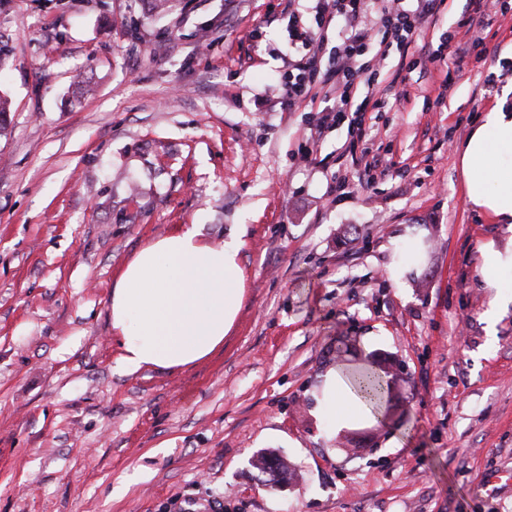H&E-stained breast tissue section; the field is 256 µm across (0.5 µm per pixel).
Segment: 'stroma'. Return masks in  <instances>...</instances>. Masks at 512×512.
Wrapping results in <instances>:
<instances>
[{"label": "stroma", "instance_id": "obj_1", "mask_svg": "<svg viewBox=\"0 0 512 512\" xmlns=\"http://www.w3.org/2000/svg\"><path fill=\"white\" fill-rule=\"evenodd\" d=\"M467 11L392 52L357 144L344 120L312 138L332 98L279 104L306 0H0V512H512V304L488 322L480 263L512 227L468 206L458 157L512 84V8ZM179 224L240 237L244 303L210 358L125 373L113 275ZM357 358L391 418L329 431L320 384ZM256 459L257 464L252 462V465L261 473L272 476L274 483L278 482V480H275L276 477L283 479L286 477V474H288V466L286 463L273 454H260Z\"/></svg>", "mask_w": 512, "mask_h": 512}]
</instances>
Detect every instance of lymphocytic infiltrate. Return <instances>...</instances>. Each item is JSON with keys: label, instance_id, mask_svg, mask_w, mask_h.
Masks as SVG:
<instances>
[{"label": "lymphocytic infiltrate", "instance_id": "f902f5d3", "mask_svg": "<svg viewBox=\"0 0 512 512\" xmlns=\"http://www.w3.org/2000/svg\"><path fill=\"white\" fill-rule=\"evenodd\" d=\"M437 0H316L314 27L292 28L290 35L300 57L288 64L281 85V100L295 106L324 89L344 114L361 87L377 82L391 50H404L415 41L423 24L435 16ZM375 22H368V13ZM343 24L330 69H322L324 33L332 22Z\"/></svg>", "mask_w": 512, "mask_h": 512}]
</instances>
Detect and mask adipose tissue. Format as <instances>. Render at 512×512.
<instances>
[{"instance_id":"1","label":"adipose tissue","mask_w":512,"mask_h":512,"mask_svg":"<svg viewBox=\"0 0 512 512\" xmlns=\"http://www.w3.org/2000/svg\"><path fill=\"white\" fill-rule=\"evenodd\" d=\"M464 197L491 221L512 223V109L504 102L484 112L459 150ZM241 241L214 244L198 225L182 224L146 243L117 273L109 303L118 362L181 370L209 358L241 308L246 276ZM318 408L333 424L365 412L339 372L327 373Z\"/></svg>"}]
</instances>
